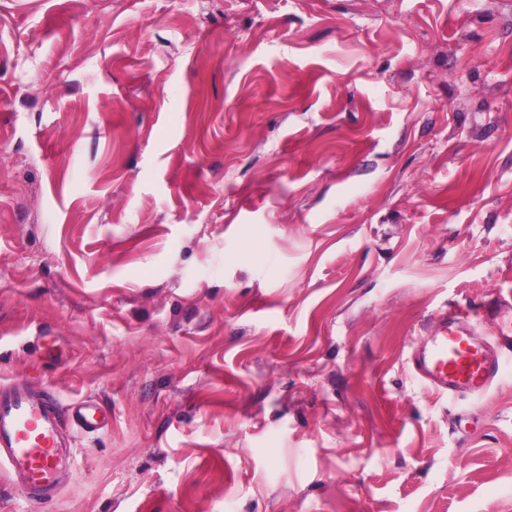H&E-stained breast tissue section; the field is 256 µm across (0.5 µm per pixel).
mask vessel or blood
<instances>
[{"mask_svg": "<svg viewBox=\"0 0 512 512\" xmlns=\"http://www.w3.org/2000/svg\"><path fill=\"white\" fill-rule=\"evenodd\" d=\"M512 352V317L502 316L495 336L479 335L468 315L439 312L427 342L413 355L416 374L437 394L478 399L501 373V354ZM111 417L92 399L67 405L22 380H0V469L33 500L56 498L71 461L64 436L91 435L109 427Z\"/></svg>", "mask_w": 512, "mask_h": 512, "instance_id": "b4317fda", "label": "vessel or blood"}]
</instances>
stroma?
<instances>
[{
  "label": "stroma",
  "mask_w": 512,
  "mask_h": 512,
  "mask_svg": "<svg viewBox=\"0 0 512 512\" xmlns=\"http://www.w3.org/2000/svg\"><path fill=\"white\" fill-rule=\"evenodd\" d=\"M509 297L512 0H0V379L111 416L0 512H512L411 362Z\"/></svg>",
  "instance_id": "stroma-1"
}]
</instances>
